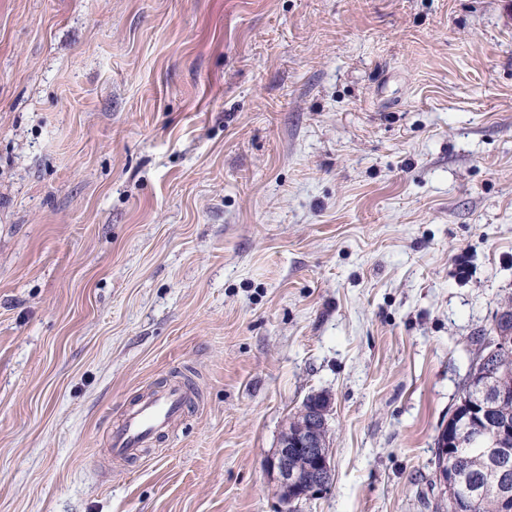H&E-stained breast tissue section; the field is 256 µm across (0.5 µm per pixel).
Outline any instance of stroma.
<instances>
[{
  "mask_svg": "<svg viewBox=\"0 0 512 512\" xmlns=\"http://www.w3.org/2000/svg\"><path fill=\"white\" fill-rule=\"evenodd\" d=\"M510 297L512 0H0V512H433ZM190 390L180 384L161 388L137 399L111 433L109 452L119 459L139 458L145 448L169 431L190 403ZM311 396V395H310ZM282 432L278 447L265 460L281 499L288 505L324 491L331 481L329 443L326 435L331 402L322 393L312 394ZM303 449L308 463L298 461Z\"/></svg>",
  "mask_w": 512,
  "mask_h": 512,
  "instance_id": "stroma-1",
  "label": "stroma"
}]
</instances>
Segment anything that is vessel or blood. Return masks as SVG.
Here are the masks:
<instances>
[{
	"label": "vessel or blood",
	"instance_id": "b4317fda",
	"mask_svg": "<svg viewBox=\"0 0 512 512\" xmlns=\"http://www.w3.org/2000/svg\"><path fill=\"white\" fill-rule=\"evenodd\" d=\"M190 391L172 384L140 397L126 411L110 436L109 452L119 459L140 457L156 439L169 431L190 401Z\"/></svg>",
	"mask_w": 512,
	"mask_h": 512
}]
</instances>
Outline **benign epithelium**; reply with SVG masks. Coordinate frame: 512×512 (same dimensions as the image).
I'll return each mask as SVG.
<instances>
[{"instance_id":"1","label":"benign epithelium","mask_w":512,"mask_h":512,"mask_svg":"<svg viewBox=\"0 0 512 512\" xmlns=\"http://www.w3.org/2000/svg\"><path fill=\"white\" fill-rule=\"evenodd\" d=\"M330 399L321 393L302 406L282 432L278 447L265 460L266 471L274 479L281 499L291 505L324 491L331 481L329 443L326 435ZM471 416L464 424H446L441 434L450 439L444 451L455 461L465 440L484 439L493 455L496 471V492L501 512H512V483L505 478L512 465V422L486 415L485 404L470 405ZM453 467L440 470L437 482L448 492L452 512H474L477 500L453 495Z\"/></svg>"}]
</instances>
